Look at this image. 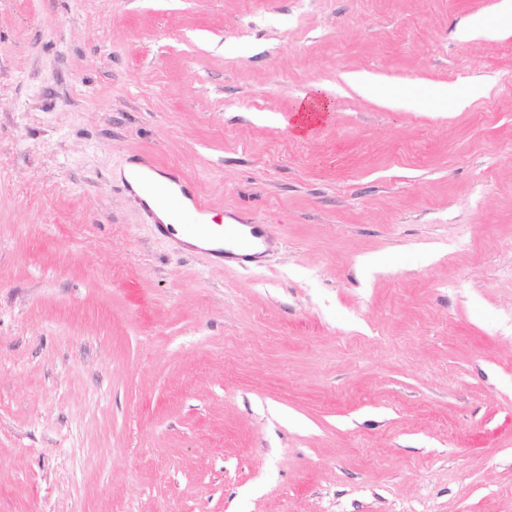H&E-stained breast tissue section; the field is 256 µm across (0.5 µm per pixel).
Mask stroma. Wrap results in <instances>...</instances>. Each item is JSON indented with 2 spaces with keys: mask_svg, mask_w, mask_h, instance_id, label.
Wrapping results in <instances>:
<instances>
[{
  "mask_svg": "<svg viewBox=\"0 0 512 512\" xmlns=\"http://www.w3.org/2000/svg\"><path fill=\"white\" fill-rule=\"evenodd\" d=\"M498 2L0 0V512H512ZM148 155L253 263L157 232ZM333 111V100L320 84H312L309 90L302 94L294 106L292 115L285 126L293 133L310 132L311 124L319 123L326 119L327 114Z\"/></svg>",
  "mask_w": 512,
  "mask_h": 512,
  "instance_id": "1",
  "label": "stroma"
}]
</instances>
